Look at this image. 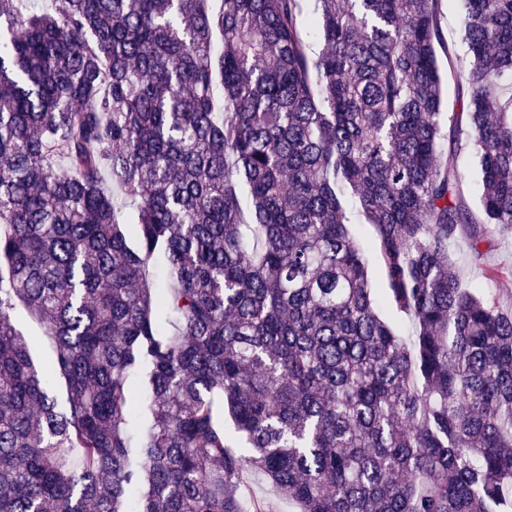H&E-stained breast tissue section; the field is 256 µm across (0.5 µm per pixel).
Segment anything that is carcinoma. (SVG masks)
I'll list each match as a JSON object with an SVG mask.
<instances>
[{
    "instance_id": "obj_1",
    "label": "carcinoma",
    "mask_w": 512,
    "mask_h": 512,
    "mask_svg": "<svg viewBox=\"0 0 512 512\" xmlns=\"http://www.w3.org/2000/svg\"><path fill=\"white\" fill-rule=\"evenodd\" d=\"M29 2L0 0V512H244L246 471L299 512H512V312L451 273L445 148L512 229V0H460L449 128L442 0ZM458 164L466 176V180L463 184L466 196L468 197L471 207L477 210L478 182L475 154L473 147L468 145L464 139L461 141V147L458 151ZM12 317L16 326L22 329L30 338H33L31 356L35 364L40 367L50 364L53 358L50 344L44 336L40 335V328L37 323L31 320L21 308H17Z\"/></svg>"
}]
</instances>
